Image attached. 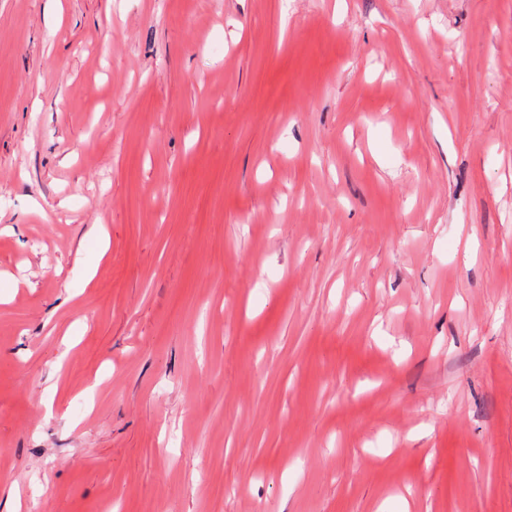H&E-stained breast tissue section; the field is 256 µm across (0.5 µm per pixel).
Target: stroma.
I'll list each match as a JSON object with an SVG mask.
<instances>
[{
	"label": "stroma",
	"instance_id": "35a3bbf8",
	"mask_svg": "<svg viewBox=\"0 0 512 512\" xmlns=\"http://www.w3.org/2000/svg\"><path fill=\"white\" fill-rule=\"evenodd\" d=\"M406 502L512 512V0H0V512Z\"/></svg>",
	"mask_w": 512,
	"mask_h": 512
}]
</instances>
